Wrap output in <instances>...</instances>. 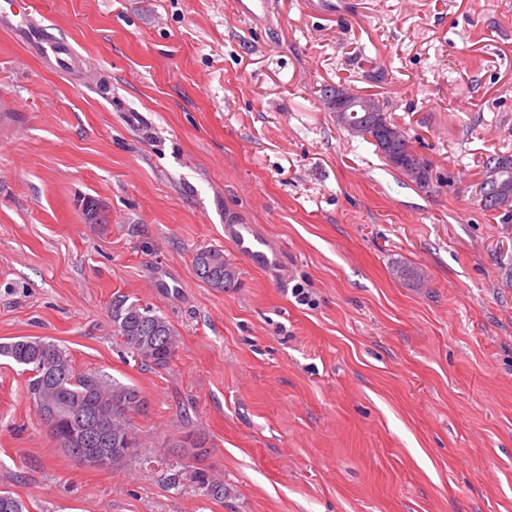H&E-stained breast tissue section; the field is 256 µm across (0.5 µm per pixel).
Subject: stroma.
I'll return each instance as SVG.
<instances>
[{
	"instance_id": "stroma-1",
	"label": "stroma",
	"mask_w": 512,
	"mask_h": 512,
	"mask_svg": "<svg viewBox=\"0 0 512 512\" xmlns=\"http://www.w3.org/2000/svg\"><path fill=\"white\" fill-rule=\"evenodd\" d=\"M27 2L94 68L49 70L0 25V97L20 104L0 136V343L38 336L138 388L147 448L74 464L2 357L0 490L28 512H512V218L474 197L512 155V0ZM341 80L383 100L428 186L337 125L322 91ZM204 247L235 287L196 277ZM118 295L174 327L167 368L126 354ZM190 432L223 501L166 480ZM224 233L235 250L253 264L271 265L276 261L275 252L265 240L256 237L248 225L226 224ZM201 267L214 268L216 278H204L198 271ZM194 272L195 275L212 288L223 290L224 288H232L237 283V272L235 267L224 259L222 249L206 247L197 251L194 256Z\"/></svg>"
}]
</instances>
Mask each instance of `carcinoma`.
Here are the masks:
<instances>
[{"mask_svg": "<svg viewBox=\"0 0 512 512\" xmlns=\"http://www.w3.org/2000/svg\"><path fill=\"white\" fill-rule=\"evenodd\" d=\"M336 122L351 134L362 137L375 146L387 163L399 173L413 161L417 152L411 138L398 144V155L389 153L382 140V115L373 112L336 113ZM475 198L486 200L483 208L498 210L500 202L512 209V156L495 155L485 166L481 182L475 184ZM210 267L217 277L203 282L213 288H232L237 283L235 267L224 259V251L206 247L194 256V271ZM112 324L122 346L130 356L146 367L165 368L176 358L178 340L167 318L149 305L131 301L124 295L112 301ZM0 357L18 365L31 367L33 377L28 383L30 398L41 419H46L48 409L57 412V421L48 426L52 436L74 463H79L70 439L81 437L78 417L92 414L100 441L98 448L112 451L120 463L143 455L145 444L135 430L133 416L147 410V401L135 387L122 384L107 374L79 373L72 364L67 350L60 345L39 337H20L0 343ZM175 462L169 481L180 483L183 474H189L196 489L215 500L224 499V481L208 471L195 468L187 472ZM0 512H25L24 502L10 491H0Z\"/></svg>", "mask_w": 512, "mask_h": 512, "instance_id": "cac0c4a2", "label": "carcinoma"}]
</instances>
